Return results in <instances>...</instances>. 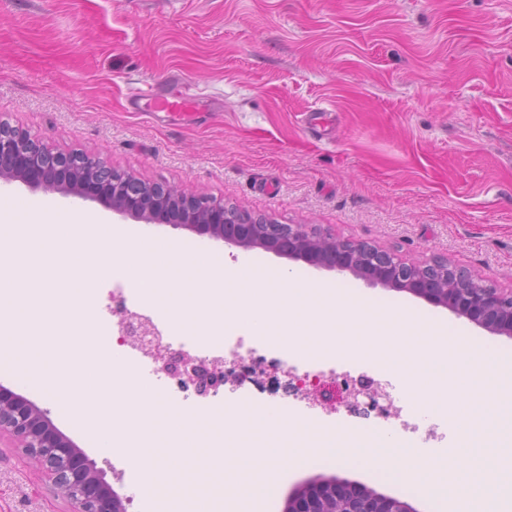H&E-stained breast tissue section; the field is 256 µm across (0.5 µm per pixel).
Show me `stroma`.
Returning a JSON list of instances; mask_svg holds the SVG:
<instances>
[{
  "label": "stroma",
  "mask_w": 512,
  "mask_h": 512,
  "mask_svg": "<svg viewBox=\"0 0 512 512\" xmlns=\"http://www.w3.org/2000/svg\"><path fill=\"white\" fill-rule=\"evenodd\" d=\"M146 82L161 93L186 83L194 98L172 111H142L134 99ZM0 122L50 148L98 154L117 171L240 205L279 224L322 226L408 261L445 257L486 283L512 288V0H0ZM0 193L96 214L160 239L189 240L233 261L252 257L459 321L405 292L136 222L74 196L19 182L0 186ZM63 328L83 341L84 327H67L52 309L35 310L21 330L47 348ZM194 353L171 341L160 359L131 345L125 362L165 382L162 364L179 366ZM373 361L369 355L350 364L356 385L346 391L329 378L303 385L287 368L270 367L242 383L232 377L176 398L206 427L193 446L179 449L173 465L188 505L215 512L220 498L261 483L257 472L224 453L242 393L257 408L365 443L386 429L414 446L430 433L444 448L462 443L461 430L422 417L409 391L400 418L384 419L385 385L404 379L380 376ZM0 384L48 409L124 496L126 512H143L139 477L120 456L102 454L41 388L12 369L0 367ZM404 419L418 431H403ZM511 441L512 430L503 428L493 447L450 458L443 470L421 456L405 464L434 481H482L494 446ZM318 476L369 484L415 512H432L401 484L320 464L283 467L268 512H282L291 488ZM70 510L22 449L0 439V512Z\"/></svg>",
  "instance_id": "35a3bbf8"
}]
</instances>
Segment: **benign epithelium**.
Returning <instances> with one entry per match:
<instances>
[{
	"instance_id": "1",
	"label": "benign epithelium",
	"mask_w": 512,
	"mask_h": 512,
	"mask_svg": "<svg viewBox=\"0 0 512 512\" xmlns=\"http://www.w3.org/2000/svg\"><path fill=\"white\" fill-rule=\"evenodd\" d=\"M22 182L32 188L73 195L147 224H168L206 235L240 249H262L277 256L338 274L350 273L371 286L410 293L445 308L477 326L512 337V291L487 285L472 273L434 257L407 263L367 242L339 239L327 229L304 224H276L239 207L205 196H188L160 183H148L112 170L95 155L52 151L43 143L0 125V183ZM151 331L128 314L127 338ZM186 382L204 391L224 384V370L202 378L200 365L185 358ZM33 458L72 512H123L122 499L102 471L50 418L49 410L0 385V436ZM285 512H413L398 497L337 477L307 480L288 493Z\"/></svg>"
}]
</instances>
